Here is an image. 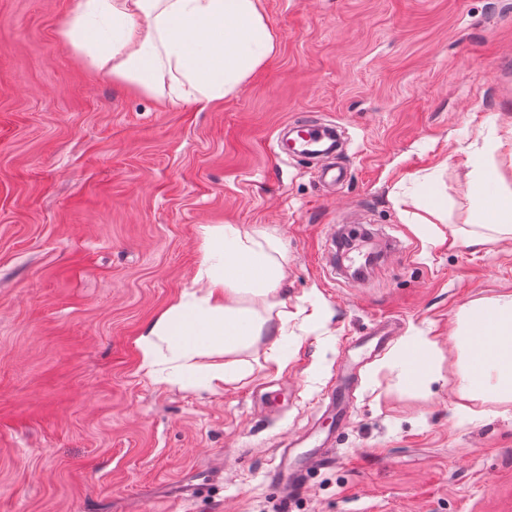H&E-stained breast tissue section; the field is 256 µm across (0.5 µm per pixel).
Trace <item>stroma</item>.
<instances>
[{
  "mask_svg": "<svg viewBox=\"0 0 512 512\" xmlns=\"http://www.w3.org/2000/svg\"><path fill=\"white\" fill-rule=\"evenodd\" d=\"M77 0H0V512H512V402L456 396L463 305L512 293V241L478 250L469 173L512 126V0H263L278 47L237 96H146L73 53ZM302 116L346 145L335 189L280 152ZM436 175L443 240L416 235L413 180ZM394 240L360 280L331 228ZM285 249L281 294L327 305L280 375L218 391L158 383L136 340L198 270L202 228ZM393 336L366 358L353 339ZM438 341L441 377L395 360ZM358 383L334 462L286 490L288 443L327 435L339 367ZM404 372L417 384L427 387L436 379L442 351L438 341L425 336H408L403 343ZM422 358L418 364L416 354Z\"/></svg>",
  "mask_w": 512,
  "mask_h": 512,
  "instance_id": "35a3bbf8",
  "label": "stroma"
}]
</instances>
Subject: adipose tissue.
I'll return each mask as SVG.
<instances>
[{"mask_svg":"<svg viewBox=\"0 0 512 512\" xmlns=\"http://www.w3.org/2000/svg\"><path fill=\"white\" fill-rule=\"evenodd\" d=\"M62 36L70 47L139 92L202 106L232 97L276 50L261 0H79ZM471 245L512 238V190L496 167L473 162ZM285 254L263 232L203 226L195 288L182 292L137 340L139 369L154 381L214 390L252 372L244 354L263 348L282 374L302 339L281 299ZM467 352L457 393L512 401V293L476 300L450 334ZM404 372L428 386L442 351L424 336L403 343Z\"/></svg>","mask_w":512,"mask_h":512,"instance_id":"ef3b65f1","label":"adipose tissue"}]
</instances>
